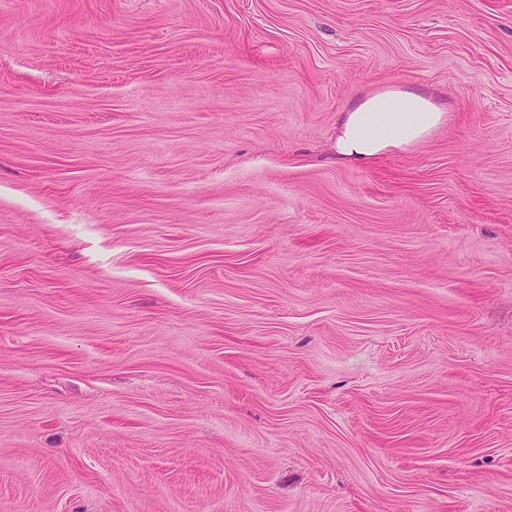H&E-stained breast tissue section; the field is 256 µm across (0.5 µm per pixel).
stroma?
<instances>
[{"mask_svg":"<svg viewBox=\"0 0 512 512\" xmlns=\"http://www.w3.org/2000/svg\"><path fill=\"white\" fill-rule=\"evenodd\" d=\"M0 512H512V0H0ZM341 113L336 154L357 163L406 151L448 120V113L430 95L410 89L368 92Z\"/></svg>","mask_w":512,"mask_h":512,"instance_id":"35a3bbf8","label":"stroma"}]
</instances>
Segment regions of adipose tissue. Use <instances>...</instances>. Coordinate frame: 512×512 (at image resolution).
Returning <instances> with one entry per match:
<instances>
[{"label": "adipose tissue", "mask_w": 512, "mask_h": 512, "mask_svg": "<svg viewBox=\"0 0 512 512\" xmlns=\"http://www.w3.org/2000/svg\"><path fill=\"white\" fill-rule=\"evenodd\" d=\"M447 118V112L423 92H369L342 112L336 127L335 149L341 158L368 163L418 145Z\"/></svg>", "instance_id": "1"}]
</instances>
